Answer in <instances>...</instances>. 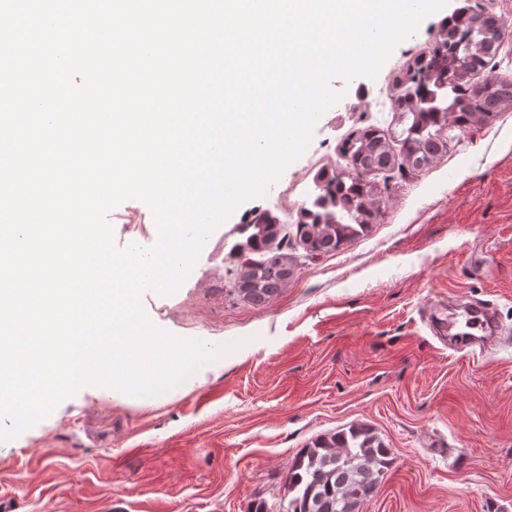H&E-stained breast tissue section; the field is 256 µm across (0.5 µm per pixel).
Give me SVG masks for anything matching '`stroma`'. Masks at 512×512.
<instances>
[{
  "label": "stroma",
  "mask_w": 512,
  "mask_h": 512,
  "mask_svg": "<svg viewBox=\"0 0 512 512\" xmlns=\"http://www.w3.org/2000/svg\"><path fill=\"white\" fill-rule=\"evenodd\" d=\"M450 0L401 43L376 79L334 80L345 98L263 199L207 241L180 289L146 292L156 326L248 345L158 397L80 389L0 443L5 512H249L283 502L288 467L315 439L371 428L392 464L361 512H512V336L487 354L434 339L454 301H493L512 328V109L462 132L426 168L389 179L384 216L362 237L312 256L295 236L320 169L344 167L352 129L400 131L393 84ZM280 222L273 246L292 274L262 302L236 282L245 214ZM108 219L118 246L152 242L150 209L128 200Z\"/></svg>",
  "instance_id": "35a3bbf8"
}]
</instances>
